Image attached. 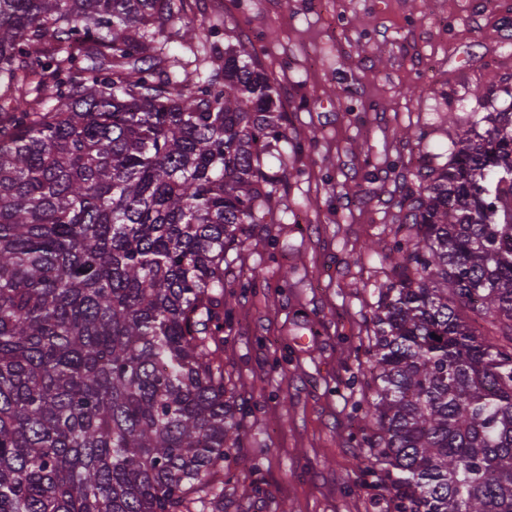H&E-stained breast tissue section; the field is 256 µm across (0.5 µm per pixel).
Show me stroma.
<instances>
[{"label": "stroma", "instance_id": "stroma-1", "mask_svg": "<svg viewBox=\"0 0 512 512\" xmlns=\"http://www.w3.org/2000/svg\"><path fill=\"white\" fill-rule=\"evenodd\" d=\"M217 44L277 81L288 153L280 202L229 251L219 354L244 434L224 512H393L353 434L374 389L367 333L402 184L447 163L459 128L512 112V0H191ZM413 141L400 137L402 130ZM379 242L365 252L366 239ZM265 280L245 288L254 268ZM316 327L299 346V327Z\"/></svg>", "mask_w": 512, "mask_h": 512}]
</instances>
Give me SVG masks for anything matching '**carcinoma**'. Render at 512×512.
<instances>
[{"label":"carcinoma","instance_id":"cac0c4a2","mask_svg":"<svg viewBox=\"0 0 512 512\" xmlns=\"http://www.w3.org/2000/svg\"><path fill=\"white\" fill-rule=\"evenodd\" d=\"M188 9L0 0V512L224 498L225 254L271 214L288 136L271 77ZM415 178L365 443L397 512H512V112Z\"/></svg>","mask_w":512,"mask_h":512}]
</instances>
